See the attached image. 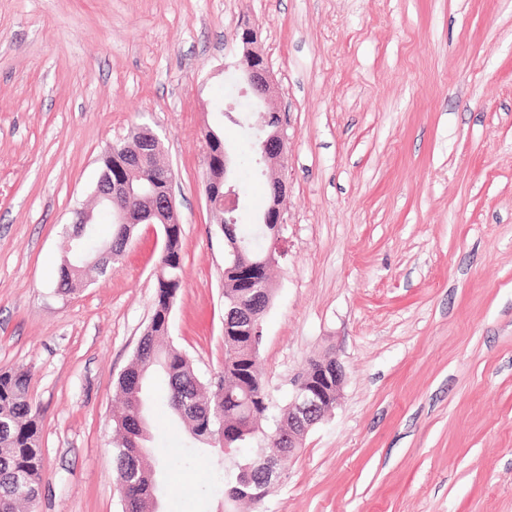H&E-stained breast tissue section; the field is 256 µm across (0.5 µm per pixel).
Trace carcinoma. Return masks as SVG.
Returning a JSON list of instances; mask_svg holds the SVG:
<instances>
[{
  "label": "carcinoma",
  "instance_id": "cac0c4a2",
  "mask_svg": "<svg viewBox=\"0 0 512 512\" xmlns=\"http://www.w3.org/2000/svg\"><path fill=\"white\" fill-rule=\"evenodd\" d=\"M97 212L78 247L85 259L69 256L59 271V286L71 291L83 274L99 270L94 263L103 245L94 240ZM217 232L236 240L252 260H260L270 246V236L260 224H226L224 213L213 214ZM132 225L112 224V259H118ZM182 230L167 229V239L156 272V295L150 324L140 339L126 372L118 379L122 412L114 419L112 452L116 485L123 489L122 512H157L155 470L146 467L148 434L145 388L159 369L167 381L163 405L181 420L194 443L217 448L221 460L234 462V472L225 489L227 502L251 497L266 488L264 466L259 460L234 461L236 449L278 428L288 426V406H279L257 370L260 337L251 335L248 321L228 324V353L222 369L210 380L201 378L185 353L169 341L171 312L183 288ZM233 259H224L225 309L248 303ZM41 421L28 396V373L0 370V512H21L36 502L41 486L44 455Z\"/></svg>",
  "mask_w": 512,
  "mask_h": 512
}]
</instances>
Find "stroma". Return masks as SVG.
<instances>
[{"label":"stroma","mask_w":512,"mask_h":512,"mask_svg":"<svg viewBox=\"0 0 512 512\" xmlns=\"http://www.w3.org/2000/svg\"><path fill=\"white\" fill-rule=\"evenodd\" d=\"M259 31L288 116L287 255L259 367L286 403L307 361L346 373L262 505L238 512H512V0H0V370L30 375L44 474L34 512H121L116 382L144 334L162 227L58 288L62 231L100 158L148 126L176 177L183 288L171 339L224 362V241L204 134L224 126ZM160 512H224L231 465L152 410Z\"/></svg>","instance_id":"stroma-1"}]
</instances>
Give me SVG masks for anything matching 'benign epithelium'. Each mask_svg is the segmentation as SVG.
I'll list each match as a JSON object with an SVG mask.
<instances>
[{
  "instance_id": "7a95c632",
  "label": "benign epithelium",
  "mask_w": 512,
  "mask_h": 512,
  "mask_svg": "<svg viewBox=\"0 0 512 512\" xmlns=\"http://www.w3.org/2000/svg\"><path fill=\"white\" fill-rule=\"evenodd\" d=\"M239 40L243 46V62L245 67L240 80L247 89L240 91L241 95H250V101L259 106L268 102L277 94L270 66L264 54L256 49L257 31L246 23L241 27ZM262 160L269 164L283 166L288 161V135L284 116L275 110L263 113V119L255 134ZM125 155L124 169L106 177L99 187L98 194L102 200L115 212L120 224H156L163 229L176 223L175 199L173 183L175 173L170 168L149 173L148 182L151 191L131 197L128 175L134 171L148 169L142 154L133 144L121 146ZM235 160L229 152H224V180L214 181L206 178V203L212 213L224 212V223H237V211L240 206L238 183L234 175ZM270 201L260 223L272 224V245L259 265H246L243 270L255 276L260 275V267H271L283 256V229L286 224L281 207L282 199L287 193V183L280 177L272 176L269 180ZM92 217L86 208L73 209L72 221L64 227V233L69 239L76 238V228L87 229ZM344 383V372L337 356L329 357L321 365L318 373L303 372L295 385L291 401L288 403V431L277 430L274 438L277 441H288V456H293L302 447L308 431L320 422L331 411V396H340Z\"/></svg>"
}]
</instances>
